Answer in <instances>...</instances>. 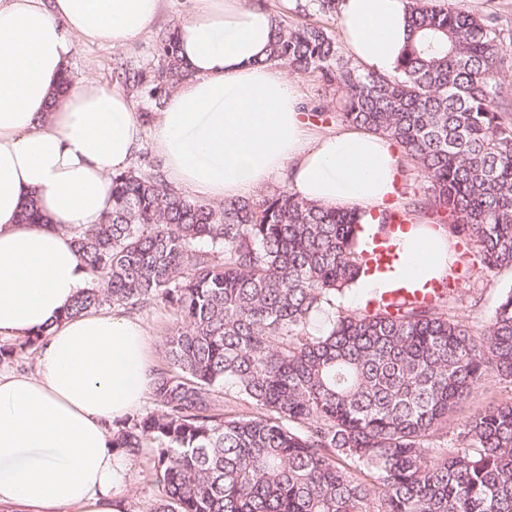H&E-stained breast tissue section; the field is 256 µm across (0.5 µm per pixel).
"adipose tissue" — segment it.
<instances>
[{
  "label": "adipose tissue",
  "instance_id": "1",
  "mask_svg": "<svg viewBox=\"0 0 512 512\" xmlns=\"http://www.w3.org/2000/svg\"><path fill=\"white\" fill-rule=\"evenodd\" d=\"M176 27L190 72L162 111L143 116L122 90L78 81L56 89L78 42L128 46L164 0H0V337H47L32 375L0 373V507L9 512H124L128 458L112 424L151 390L145 326L115 314L65 316L89 279L67 229L99 223L112 173L151 130L172 181L213 202L252 195L282 169L298 198L359 207L376 224L395 193L398 151L371 132L307 139L296 83L268 63L277 17L249 0H188ZM345 46L388 73L409 33L406 0H340ZM36 199L47 221L24 224ZM394 271L368 293L422 287L450 270L444 234H397Z\"/></svg>",
  "mask_w": 512,
  "mask_h": 512
}]
</instances>
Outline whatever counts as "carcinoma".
Returning a JSON list of instances; mask_svg holds the SVG:
<instances>
[{
	"label": "carcinoma",
	"mask_w": 512,
	"mask_h": 512,
	"mask_svg": "<svg viewBox=\"0 0 512 512\" xmlns=\"http://www.w3.org/2000/svg\"><path fill=\"white\" fill-rule=\"evenodd\" d=\"M394 70L363 73L319 25L279 24L267 61L336 83L341 120L393 141L483 268L512 274V88L484 18L406 0ZM157 64L115 81L159 107L183 70L175 28ZM358 209L288 189L193 200L139 167L112 175L101 222L67 227L91 283L66 311L161 303L154 409L112 424L159 495L140 512H512V404L450 416L490 377L512 383V286L477 335L442 296L349 313L368 271ZM257 409L224 413V388Z\"/></svg>",
	"instance_id": "1"
}]
</instances>
